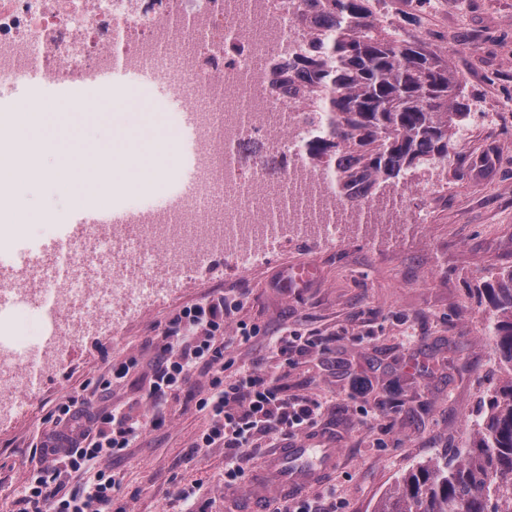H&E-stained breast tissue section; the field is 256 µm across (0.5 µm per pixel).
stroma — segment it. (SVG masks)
Wrapping results in <instances>:
<instances>
[{"label":"stroma","mask_w":512,"mask_h":512,"mask_svg":"<svg viewBox=\"0 0 512 512\" xmlns=\"http://www.w3.org/2000/svg\"><path fill=\"white\" fill-rule=\"evenodd\" d=\"M376 17L401 37L436 54L464 79L462 101L471 138L456 143L448 161L419 170L441 182L426 224H372L335 247L287 240L272 259L247 272L224 268L223 254L193 278L165 281L160 303L121 315L67 349L27 395L28 416L0 426V503L21 497L38 456L36 438L52 429L58 403L96 379L112 361H139L128 377L100 392L98 405L145 410L140 395L150 372V341L184 306L221 292L240 302L224 331L236 364L275 370L288 394L322 402V414L300 440L336 451L335 468L297 498L336 512H375L382 497L420 462L455 447L482 398L502 382L482 292L490 273L512 269V0H376ZM93 96L100 111L86 134L111 141L125 102ZM126 190L111 200L75 203L65 189L28 191L24 206L58 216L71 236L79 210L123 208ZM310 264L317 273L289 287V269ZM253 330L239 340L241 328ZM316 343L315 353L281 359L272 340L282 329ZM211 376L196 371L164 404L165 421L111 461L123 477L129 512H181L174 491L196 486L213 512H281L284 502L268 479L269 448L252 451L240 482L224 483L230 452L196 453L205 426L195 407Z\"/></svg>","instance_id":"1"}]
</instances>
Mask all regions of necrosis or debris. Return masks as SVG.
Instances as JSON below:
<instances>
[{
  "label": "necrosis or debris",
  "mask_w": 512,
  "mask_h": 512,
  "mask_svg": "<svg viewBox=\"0 0 512 512\" xmlns=\"http://www.w3.org/2000/svg\"><path fill=\"white\" fill-rule=\"evenodd\" d=\"M302 0H0V87L41 71L53 83L98 86L113 63L139 70L169 54L182 79L174 90L195 108L201 180L194 198L162 206L133 202L125 234L103 239L86 224L68 241L67 270L56 287L31 282L23 266L0 278V292L21 297L36 333L0 335V424L24 420L26 394L58 353L94 328L114 306L137 312L158 303L157 278L191 273L223 253L238 270L263 261L285 231L338 244L350 212L328 188L333 173L304 151V82L288 53L306 32ZM287 159L276 180L269 158ZM439 191L418 182L398 207L377 211L424 219Z\"/></svg>",
  "instance_id": "1"
}]
</instances>
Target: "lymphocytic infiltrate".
Returning <instances> with one entry per match:
<instances>
[{
	"label": "lymphocytic infiltrate",
	"mask_w": 512,
	"mask_h": 512,
	"mask_svg": "<svg viewBox=\"0 0 512 512\" xmlns=\"http://www.w3.org/2000/svg\"><path fill=\"white\" fill-rule=\"evenodd\" d=\"M233 306L223 294L185 306L169 321L142 401L147 413L135 416L97 406V391L124 378L131 361L112 364L90 386L57 406L61 432L40 444L37 477L24 489L19 512H127L120 497L123 478L108 466L149 427L163 421L161 405L199 368L211 376V392L198 400L210 423L195 442L196 451L215 446L247 448L261 438L276 439L316 424L321 403L289 396L266 377L226 360L224 322Z\"/></svg>",
	"instance_id": "lymphocytic-infiltrate-1"
}]
</instances>
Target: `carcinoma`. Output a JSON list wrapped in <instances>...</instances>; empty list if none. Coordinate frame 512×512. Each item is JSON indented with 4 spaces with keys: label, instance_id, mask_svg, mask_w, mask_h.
I'll list each match as a JSON object with an SVG mask.
<instances>
[{
    "label": "carcinoma",
    "instance_id": "1",
    "mask_svg": "<svg viewBox=\"0 0 512 512\" xmlns=\"http://www.w3.org/2000/svg\"><path fill=\"white\" fill-rule=\"evenodd\" d=\"M308 37L288 67L308 84L322 133L309 156L336 162L340 204L361 215L357 180L380 189L439 159L465 123L461 80L436 55L381 26L371 0H306ZM485 294L505 374L461 446L408 471L375 512H512V269Z\"/></svg>",
    "mask_w": 512,
    "mask_h": 512
}]
</instances>
